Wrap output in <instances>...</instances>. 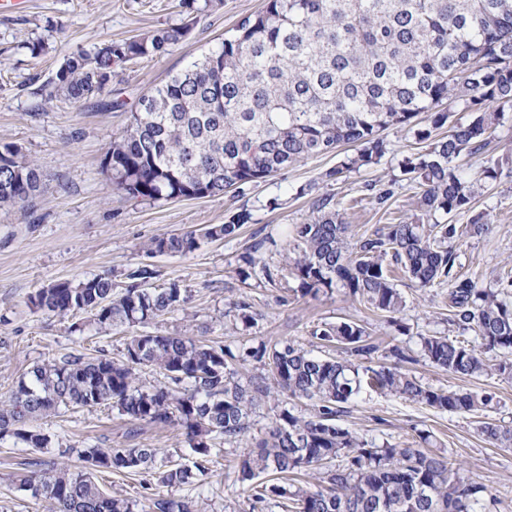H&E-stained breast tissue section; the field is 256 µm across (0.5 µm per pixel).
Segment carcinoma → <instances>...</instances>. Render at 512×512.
<instances>
[{
	"instance_id": "carcinoma-1",
	"label": "carcinoma",
	"mask_w": 512,
	"mask_h": 512,
	"mask_svg": "<svg viewBox=\"0 0 512 512\" xmlns=\"http://www.w3.org/2000/svg\"><path fill=\"white\" fill-rule=\"evenodd\" d=\"M192 22L112 41L94 54L68 56L45 100L80 103L104 92L112 66L163 56L185 41ZM455 112L466 119L449 121ZM512 113V0H264L220 44L192 66L143 95L130 123L109 142L115 187L132 198L171 200L224 193L258 183L310 157L354 148L325 177L339 181L379 161L386 130L405 133L419 150L400 164V178L365 185L379 209L389 207L398 180L415 186V213L351 243L334 196L313 197L312 215L293 228L283 264L261 268L264 283L291 277L304 295L340 286L353 299L398 325L405 300L391 277L395 264L419 288L446 290L448 325L474 341L426 335L420 357L461 377L496 374L512 382V273L491 284L461 272L458 244L490 230L474 202L503 174L495 161L466 169L462 156L479 157ZM448 127L439 134L437 130ZM44 190L36 160L13 144L0 145V206L23 207ZM466 216L465 224L446 216ZM443 220H437V217ZM250 214L236 213L208 226V239H233ZM254 242L236 274H255ZM195 232L153 239L155 253L186 254L198 247ZM147 265L78 282L54 281L30 297L37 310L88 314L97 332L133 329L123 359L69 356L33 367L0 401V436L29 448L52 445L30 422L61 410L110 405L132 421L186 430L193 465L172 464L160 448H93L75 472L67 465L25 480L56 512H133L128 499L104 493L99 469L159 473L168 487L190 485L208 470L211 441L243 440L253 408L265 400L282 407L257 450L239 466L259 502L284 499L286 512H478L488 487L455 476L450 459L422 447L378 446L339 426L351 403L368 388L458 414L476 415L493 395L424 386L402 364L415 358L394 345L391 366L362 365L380 349L367 327L353 321L324 323L312 337L343 346L342 358H321L295 341L264 344L233 355L219 342L139 330L159 315L184 307L187 289L176 282L151 288ZM254 360L266 373L242 384L229 360ZM150 366L167 379L146 386L136 370ZM309 402V412L296 402ZM481 433L512 447V429L486 422ZM342 465L331 469L329 463ZM305 471L320 488L290 490L280 480ZM157 512H197L189 499L160 498Z\"/></svg>"
}]
</instances>
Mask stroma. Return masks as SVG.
<instances>
[{
	"label": "stroma",
	"instance_id": "35a3bbf8",
	"mask_svg": "<svg viewBox=\"0 0 512 512\" xmlns=\"http://www.w3.org/2000/svg\"><path fill=\"white\" fill-rule=\"evenodd\" d=\"M264 0H218L201 16L189 37L160 57L136 59L115 68L102 97L80 104L43 101L39 90L54 78L72 53L110 41L144 35L187 22L180 0H31L27 12L0 14V144L11 143L42 167L46 186L33 208H0V399L8 398L34 365L66 355L122 359L128 332L118 328L96 334L82 314L60 317L39 311L30 296L47 284L67 279L122 272L142 265L153 267L151 285L178 283L191 300L186 309L151 321V332L195 336L221 341L232 352L259 343L295 340L312 354L325 349L311 335L324 322L351 320L368 326L381 350L370 366L381 365L383 350L397 344L418 350L423 334L456 336L447 322L439 289H420L408 278L395 282L405 299L400 315L406 333L390 327L365 305L336 287L318 295H302L297 281L283 286H248L239 282V257L254 236L269 238L261 258L269 265L283 262L286 233L311 214L306 190L317 187L332 194L352 235L371 232L408 217L416 190L400 188L387 209L374 208L365 183H383L399 171L401 160L416 152L413 139L385 131L388 151L380 162L348 175L326 180L340 157H312L268 177L265 181L230 188L223 194L170 201L132 199L113 189L103 168L114 133L130 121L140 97L192 61L217 46L225 32L246 15L262 8ZM486 214L489 233L459 244L465 274L491 282L512 269V174H502L477 200ZM252 215L232 240H201L184 255L151 254L156 237L200 231L224 223L239 211ZM250 303L260 319L245 327L236 319L234 303ZM421 383L435 389H471L492 394L493 405L484 420L512 428V382L494 375L462 379L428 361L411 365ZM278 411L276 401L259 403L250 416L247 442H212V463L193 486L167 487L154 474L96 475L103 491L128 498L135 512H151L158 498H189L201 512H284L279 499L255 503L251 490L238 479L239 463L253 442L263 438ZM481 420V421H484ZM480 420L449 414L405 398L363 391L341 416L342 427L376 444L412 445L419 432L431 435L432 452L447 455L460 477L485 483L495 499L491 512H512V448L489 442ZM53 447L27 448L13 438H0V512H51L48 500L33 496L21 484L38 467L65 462L82 467L84 449H163L169 460L189 463V442L180 425L166 427L131 422L111 406L66 411L40 419Z\"/></svg>",
	"mask_w": 512,
	"mask_h": 512
}]
</instances>
